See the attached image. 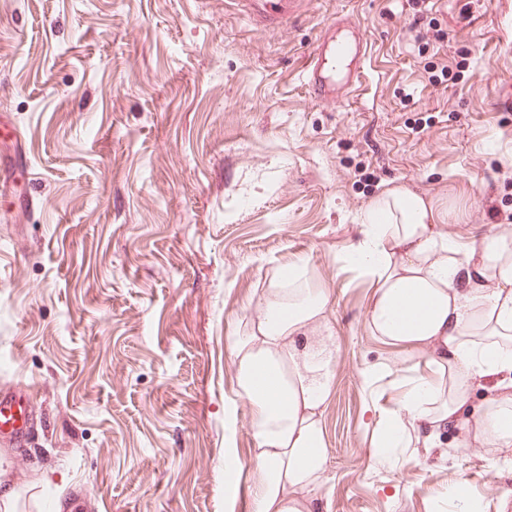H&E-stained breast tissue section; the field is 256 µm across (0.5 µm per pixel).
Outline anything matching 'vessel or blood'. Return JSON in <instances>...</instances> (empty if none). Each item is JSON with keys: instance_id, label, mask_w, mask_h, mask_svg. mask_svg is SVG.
Instances as JSON below:
<instances>
[{"instance_id": "obj_1", "label": "vessel or blood", "mask_w": 512, "mask_h": 512, "mask_svg": "<svg viewBox=\"0 0 512 512\" xmlns=\"http://www.w3.org/2000/svg\"><path fill=\"white\" fill-rule=\"evenodd\" d=\"M252 16L274 23L291 16L295 0H238ZM367 44L355 21L338 18L321 31L308 53L304 84L315 100L330 103L358 86ZM32 407L23 389L0 390V445L15 450L26 445L33 422Z\"/></svg>"}]
</instances>
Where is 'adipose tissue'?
<instances>
[{
  "instance_id": "ef3b65f1",
  "label": "adipose tissue",
  "mask_w": 512,
  "mask_h": 512,
  "mask_svg": "<svg viewBox=\"0 0 512 512\" xmlns=\"http://www.w3.org/2000/svg\"><path fill=\"white\" fill-rule=\"evenodd\" d=\"M349 262L371 276L367 324L385 345L423 360L427 372L374 425L377 458L397 448L430 453L458 428L456 445L512 457V233L470 247L449 240L421 197L396 189L362 216ZM329 291L303 261L275 270L249 329L231 344L235 391L250 407L253 512H306L326 479L321 410L334 380V349L311 342L328 326ZM494 393L480 409L475 387Z\"/></svg>"
}]
</instances>
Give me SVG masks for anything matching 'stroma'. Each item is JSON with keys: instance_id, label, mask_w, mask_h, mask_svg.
Instances as JSON below:
<instances>
[{"instance_id": "35a3bbf8", "label": "stroma", "mask_w": 512, "mask_h": 512, "mask_svg": "<svg viewBox=\"0 0 512 512\" xmlns=\"http://www.w3.org/2000/svg\"><path fill=\"white\" fill-rule=\"evenodd\" d=\"M366 32L356 91L308 97L333 17ZM33 209H0V386L26 387L34 445L0 451L12 512H251L241 335L273 271L306 260L338 350L319 512H450L464 477L512 512V464L455 446L376 459L379 413L424 373L373 336L345 261L393 189L448 237L512 231V0H301L262 27L232 0H0V114ZM376 365L400 377L366 374Z\"/></svg>"}]
</instances>
